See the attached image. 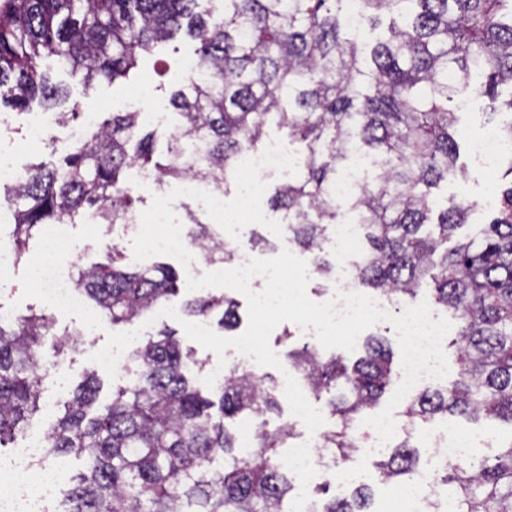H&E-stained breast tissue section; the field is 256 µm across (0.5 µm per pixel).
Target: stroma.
<instances>
[{
  "mask_svg": "<svg viewBox=\"0 0 512 512\" xmlns=\"http://www.w3.org/2000/svg\"><path fill=\"white\" fill-rule=\"evenodd\" d=\"M197 47V41L186 36L179 37L160 47L154 54L143 56L136 73L129 80L115 84L99 82L94 92L89 94L84 92L77 79L63 72L52 71L51 79L66 91L69 101L80 102L82 110L96 111L102 117L111 112L127 111L133 97L146 85L153 89L150 110L166 112L170 109L168 99L175 85L184 83L187 77L183 63L193 57ZM41 111L42 108L38 105L28 111L0 105V157H12L29 165L54 161L65 153V146L58 142L47 141L36 146L27 144L26 129ZM458 164L462 169L461 174L440 184L433 192L436 209L441 210L451 203L463 200H478L484 195L487 176L479 168L468 144H461ZM277 184L278 181L274 178L267 181L266 196L273 193ZM266 196L257 202V218L240 221L233 243L236 250L253 251L259 258L277 256L284 243L281 218L270 210ZM162 201L169 205L179 223H188L193 217L213 226L219 222L218 217L199 212L195 203L179 195L172 183L165 185L163 193L141 194L134 204V210L145 215ZM254 234L262 237V244L252 245L250 237ZM0 308L12 311L17 316L42 311L43 305L31 280L27 261H20L10 280L0 283ZM110 330V324L102 321L92 327L85 326L82 316L78 314L56 316L51 333L45 337L40 350V363L53 361L54 347L65 335L78 331L82 337L76 347L66 352L62 361L63 370L56 384H44V401L60 405L70 398L85 373L93 370L90 355L95 347L105 344Z\"/></svg>",
  "mask_w": 512,
  "mask_h": 512,
  "instance_id": "stroma-1",
  "label": "stroma"
}]
</instances>
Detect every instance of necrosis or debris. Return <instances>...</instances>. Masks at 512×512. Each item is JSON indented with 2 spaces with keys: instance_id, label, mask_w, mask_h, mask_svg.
<instances>
[{
  "instance_id": "necrosis-or-debris-1",
  "label": "necrosis or debris",
  "mask_w": 512,
  "mask_h": 512,
  "mask_svg": "<svg viewBox=\"0 0 512 512\" xmlns=\"http://www.w3.org/2000/svg\"><path fill=\"white\" fill-rule=\"evenodd\" d=\"M474 156L486 172H493L501 158L512 155V141L501 136L491 126L471 136ZM291 158L277 145L244 155L236 171V208L251 211L262 193V182L270 176L284 175L291 166ZM166 206H156L150 220L133 215L127 226L149 250L179 256L186 273L194 275L203 256L201 247L191 245L186 233L173 230ZM41 248L31 265L32 278L46 305L57 312L79 309L83 301L71 272L73 256L86 249L85 241L76 239L70 224H45L40 230ZM361 242L359 225L339 223L336 226L337 257L340 264L335 273V291L339 294L356 292L354 269L350 253ZM321 433L305 437L291 444L285 465L294 477L300 491L326 479L331 470L326 459L328 452L321 443ZM417 440L426 448L428 463L412 483L395 488L390 512H448V500L441 497L436 485L442 466L468 462L474 448L485 446L482 434L461 435L439 428L419 430ZM44 437L33 433L22 437L7 456L0 458V512H57V487L61 474L53 466L41 462Z\"/></svg>"
}]
</instances>
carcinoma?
<instances>
[{
    "mask_svg": "<svg viewBox=\"0 0 512 512\" xmlns=\"http://www.w3.org/2000/svg\"><path fill=\"white\" fill-rule=\"evenodd\" d=\"M216 23L196 11L199 0H0V102L26 108L64 102L45 61L82 84L126 80L144 55L186 34L199 42L195 62L170 105L180 117L169 130H147L140 112H112L64 164L27 168L26 181L4 197L12 210L10 235L17 258L42 224H73L95 215L116 229L137 200L126 178L133 165L158 183L188 175L224 188V177L245 152H256L268 117L301 142L300 174L281 183L270 208L288 224L290 240L329 277L327 226L338 212L331 188L338 172L359 154L373 176L347 199L368 246L353 260L356 285L399 305L414 304L432 287L436 308L458 325L450 345L460 351L456 377L413 392L400 415L412 431L450 417L501 424L512 431V161L504 207L463 241L434 256L468 225L476 201L453 205L432 220L430 189L458 171L455 102L484 103L512 138V0H360L357 19L349 0H218ZM390 22L384 40L367 47L365 27ZM165 151L153 159L155 144ZM189 239L209 256L229 261L232 251L209 225L189 217ZM119 244L77 273L83 297L112 325L131 324L172 300L179 288L170 265L129 268ZM194 318L224 331L241 323L239 303L201 292L179 302ZM50 331L44 313L0 324V449L28 428L40 410L36 374L39 349ZM159 339L134 350L137 377L97 404L100 382L89 371L45 435L44 458L73 453L83 462L71 490L69 512H284L294 480L280 465L292 427L268 425L281 393L273 378L231 372L202 393L192 378L191 353L165 327ZM286 357L304 373L308 389L336 425L323 436L335 462L360 448L354 427L376 414L394 382V350L372 335L352 366L307 346ZM256 425L254 447L242 449L227 422ZM224 466L214 469L216 457ZM419 451L410 439L374 460L386 483H409ZM437 487L455 512H512V437L494 454L442 467ZM319 486L308 512H374L360 484L342 497Z\"/></svg>",
    "mask_w": 512,
    "mask_h": 512,
    "instance_id": "carcinoma-1",
    "label": "carcinoma"
}]
</instances>
